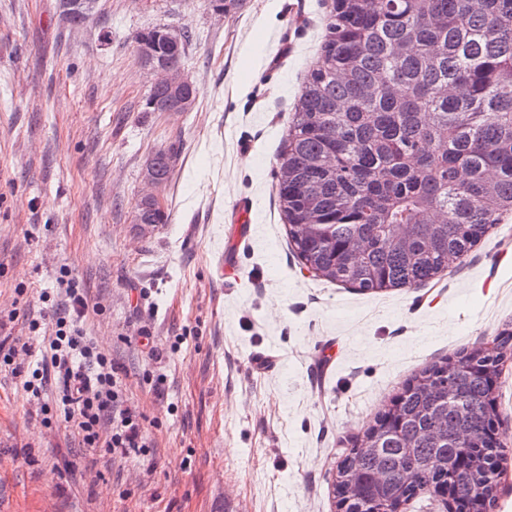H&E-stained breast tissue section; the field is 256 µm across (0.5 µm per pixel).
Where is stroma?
<instances>
[{"label":"stroma","instance_id":"35a3bbf8","mask_svg":"<svg viewBox=\"0 0 512 512\" xmlns=\"http://www.w3.org/2000/svg\"><path fill=\"white\" fill-rule=\"evenodd\" d=\"M331 8L243 0L222 17L208 0H99L73 26L59 0H0V338L27 336L67 266L151 440L127 460L79 448L1 370L0 512H338L342 453L405 382L512 328L510 213L418 287L364 294L289 250L279 151ZM156 25L192 36V111L146 109L153 76L133 37ZM173 142L170 221L134 223L145 159ZM242 197L253 235L230 282L220 257ZM495 396L496 512H512V359Z\"/></svg>","mask_w":512,"mask_h":512}]
</instances>
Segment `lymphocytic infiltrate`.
<instances>
[{
    "instance_id": "lymphocytic-infiltrate-1",
    "label": "lymphocytic infiltrate",
    "mask_w": 512,
    "mask_h": 512,
    "mask_svg": "<svg viewBox=\"0 0 512 512\" xmlns=\"http://www.w3.org/2000/svg\"><path fill=\"white\" fill-rule=\"evenodd\" d=\"M56 283L55 291L39 295L43 311L27 318L30 332L45 334L40 360L32 368L17 364L21 340H0V367L20 378L44 421L64 422L79 447L123 458L145 452L147 433L128 404L118 364L84 333V288L64 266Z\"/></svg>"
}]
</instances>
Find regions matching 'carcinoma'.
Listing matches in <instances>:
<instances>
[{"mask_svg": "<svg viewBox=\"0 0 512 512\" xmlns=\"http://www.w3.org/2000/svg\"><path fill=\"white\" fill-rule=\"evenodd\" d=\"M173 66L189 35L166 42ZM148 100L174 110L164 86ZM178 148L155 152L166 183ZM277 197L288 239L315 276L362 292L426 284L454 267L512 213V0H334L284 141ZM144 224L169 212L136 204ZM512 330L416 373L340 462L343 512H387L425 487L452 483L453 502L496 507L504 449L488 433ZM399 472L382 490L373 477Z\"/></svg>", "mask_w": 512, "mask_h": 512, "instance_id": "cac0c4a2", "label": "carcinoma"}]
</instances>
